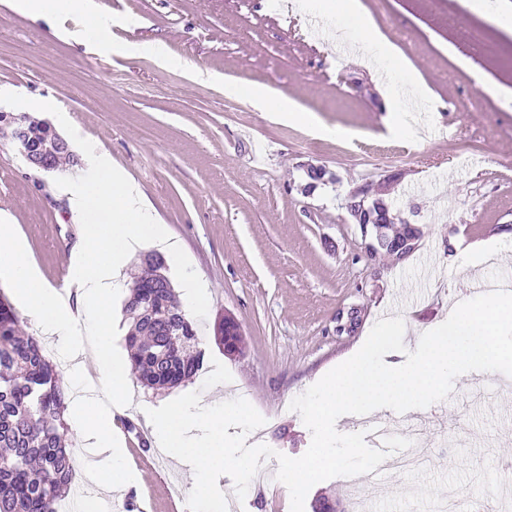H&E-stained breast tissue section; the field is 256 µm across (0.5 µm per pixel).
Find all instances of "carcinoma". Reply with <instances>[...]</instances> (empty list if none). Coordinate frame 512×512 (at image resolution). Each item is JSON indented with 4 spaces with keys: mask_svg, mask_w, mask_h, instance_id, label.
<instances>
[{
    "mask_svg": "<svg viewBox=\"0 0 512 512\" xmlns=\"http://www.w3.org/2000/svg\"><path fill=\"white\" fill-rule=\"evenodd\" d=\"M144 274L123 306L126 349L141 385L169 390L191 380L203 362L198 336L185 317L163 256H141ZM227 354L242 351L239 325L218 322ZM63 374L0 294V512H55L73 490L74 457L66 448Z\"/></svg>",
    "mask_w": 512,
    "mask_h": 512,
    "instance_id": "carcinoma-1",
    "label": "carcinoma"
}]
</instances>
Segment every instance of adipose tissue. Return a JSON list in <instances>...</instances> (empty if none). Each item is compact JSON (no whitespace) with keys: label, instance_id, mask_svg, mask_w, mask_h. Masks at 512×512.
<instances>
[{"label":"adipose tissue","instance_id":"adipose-tissue-1","mask_svg":"<svg viewBox=\"0 0 512 512\" xmlns=\"http://www.w3.org/2000/svg\"><path fill=\"white\" fill-rule=\"evenodd\" d=\"M88 178L60 186L71 218L83 225L84 238L68 266L65 289L45 285L33 271L14 227L0 224V270L8 273L14 293L25 310L48 335H90V354L99 392L113 400L129 399L131 362L112 352V291L118 272L130 254L145 245L165 252L172 265H180L181 252L165 225L159 224L141 187L118 176L111 163L97 155L85 158ZM223 375H216L207 393L156 411L150 419L158 447L193 470V495L203 512H223L208 476L223 468L224 457ZM75 429L91 431L98 443L110 449L112 466L100 476L103 487L124 489L129 480L123 449L114 447L112 419L89 412L87 405L75 408ZM195 423L207 430L204 437L191 439L186 432Z\"/></svg>","mask_w":512,"mask_h":512}]
</instances>
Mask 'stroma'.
<instances>
[{"label":"stroma","mask_w":512,"mask_h":512,"mask_svg":"<svg viewBox=\"0 0 512 512\" xmlns=\"http://www.w3.org/2000/svg\"><path fill=\"white\" fill-rule=\"evenodd\" d=\"M110 13L111 45L77 37L78 15L53 24L0 0V110L50 121L70 149L84 137L141 184L186 257L209 285L195 324L204 353L191 383L165 392L133 384L132 407L99 397L113 418L147 429V411L202 392L216 360L224 397L264 417L262 441L297 458L311 443L289 408L310 381L337 366L382 318L406 323L405 341L452 313L469 280L512 291V0L474 10L469 0H361L431 96L411 84L382 85L372 50L337 52L346 22L340 0H97ZM167 42L164 65L141 43ZM237 83V92L224 88ZM270 87L314 113V124L260 111L251 94ZM400 113L404 132L389 127ZM334 180L305 193L310 167ZM79 167L30 170L0 139V215L16 224L41 279L57 286L83 240L56 185ZM381 189L401 219L420 225L402 261L367 256L368 236L345 200L357 186ZM486 247L462 269L445 256L453 239ZM239 324L238 356L214 340L224 317ZM438 426L415 472L386 473L367 512H430V496L456 484L496 503L512 491V377L469 372L446 400L423 410ZM80 466L100 512H123L102 494L107 450L87 445Z\"/></svg>","instance_id":"obj_1"}]
</instances>
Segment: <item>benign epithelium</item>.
Returning a JSON list of instances; mask_svg holds the SVG:
<instances>
[{"label":"benign epithelium","mask_w":512,"mask_h":512,"mask_svg":"<svg viewBox=\"0 0 512 512\" xmlns=\"http://www.w3.org/2000/svg\"><path fill=\"white\" fill-rule=\"evenodd\" d=\"M40 129L41 132L36 136L27 127L19 124L12 114H0V135L10 139L18 147L32 168L51 172L53 168L46 158L47 144H55L66 151L69 150V145L49 123H42ZM380 203L381 198L375 195L372 185L365 184L347 196L345 208L354 223L372 232L375 242L369 245L371 259H376L382 253L400 259L415 247L420 236L419 228L409 224L407 231L399 236L388 234L385 226L395 222V218L387 213L381 217L374 215V208Z\"/></svg>","instance_id":"obj_1"}]
</instances>
